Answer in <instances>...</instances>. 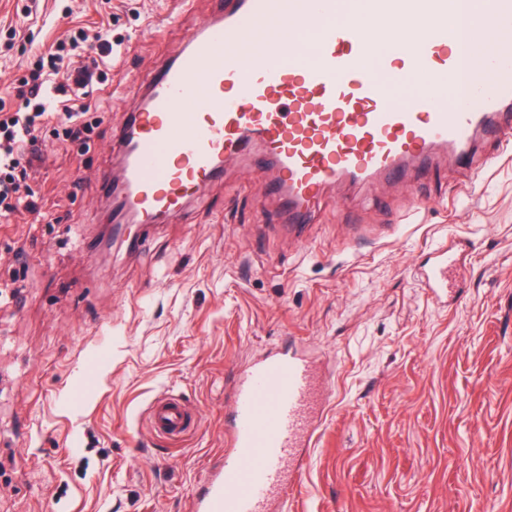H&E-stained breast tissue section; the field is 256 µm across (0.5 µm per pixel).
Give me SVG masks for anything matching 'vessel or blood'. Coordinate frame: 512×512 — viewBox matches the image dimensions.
Returning a JSON list of instances; mask_svg holds the SVG:
<instances>
[{
    "label": "vessel or blood",
    "mask_w": 512,
    "mask_h": 512,
    "mask_svg": "<svg viewBox=\"0 0 512 512\" xmlns=\"http://www.w3.org/2000/svg\"><path fill=\"white\" fill-rule=\"evenodd\" d=\"M415 37L406 34L415 0H376L390 52L376 50L357 25L326 26L336 0H231L203 21L182 52L148 74L143 94L116 137L125 180L104 187L125 198L137 223L182 211L220 174L227 159L261 145L286 199L285 221L303 223L324 186H366L426 166L433 151L468 162L476 139L512 145V0H424ZM314 30V46L265 38L266 23ZM393 87L445 74L449 93L422 87L395 102L364 73L365 63ZM453 249L440 242L419 281L448 299ZM308 362L276 352L239 374L233 388L228 450L213 458L187 512H272L296 480L290 463L311 447ZM150 423L179 437L191 425L187 404L155 400Z\"/></svg>",
    "instance_id": "b4317fda"
}]
</instances>
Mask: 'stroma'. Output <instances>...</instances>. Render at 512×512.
Listing matches in <instances>:
<instances>
[{"label": "stroma", "instance_id": "stroma-1", "mask_svg": "<svg viewBox=\"0 0 512 512\" xmlns=\"http://www.w3.org/2000/svg\"><path fill=\"white\" fill-rule=\"evenodd\" d=\"M215 10L0 0V95L74 30L108 22L117 44L90 149L45 138V219L0 225V512H187L225 450L233 379L288 350L320 382L282 512H512V155L477 173L438 152L399 183L329 185L298 233L258 148L135 247L104 250L116 130ZM442 239L466 246L448 305L416 274ZM163 394L193 413L180 440L149 426Z\"/></svg>", "mask_w": 512, "mask_h": 512}]
</instances>
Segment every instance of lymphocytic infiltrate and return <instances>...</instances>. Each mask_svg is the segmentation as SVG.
Returning <instances> with one entry per match:
<instances>
[{
  "instance_id": "f902f5d3",
  "label": "lymphocytic infiltrate",
  "mask_w": 512,
  "mask_h": 512,
  "mask_svg": "<svg viewBox=\"0 0 512 512\" xmlns=\"http://www.w3.org/2000/svg\"><path fill=\"white\" fill-rule=\"evenodd\" d=\"M82 49L83 67L66 64L67 48ZM112 33L80 32L40 53L28 78L14 91L23 104L7 111L0 98V213L20 212L41 217V206L30 187L45 161L43 132L54 133L69 147L89 148L100 123L94 94L112 81Z\"/></svg>"
}]
</instances>
